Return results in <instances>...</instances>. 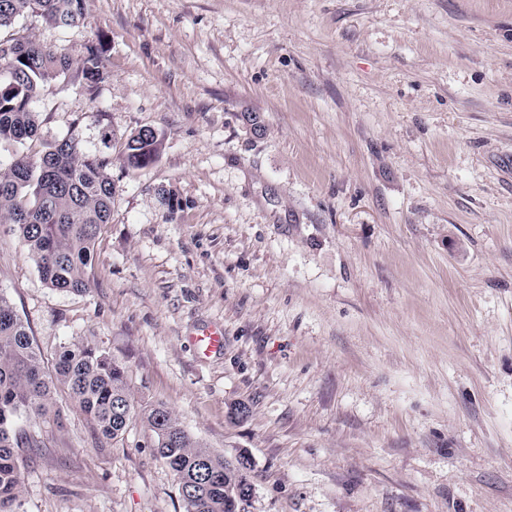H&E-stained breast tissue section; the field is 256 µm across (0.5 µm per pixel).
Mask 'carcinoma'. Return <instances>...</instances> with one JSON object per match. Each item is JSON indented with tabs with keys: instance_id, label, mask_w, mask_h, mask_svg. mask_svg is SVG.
I'll return each instance as SVG.
<instances>
[{
	"instance_id": "1",
	"label": "carcinoma",
	"mask_w": 512,
	"mask_h": 512,
	"mask_svg": "<svg viewBox=\"0 0 512 512\" xmlns=\"http://www.w3.org/2000/svg\"><path fill=\"white\" fill-rule=\"evenodd\" d=\"M30 9L61 28L86 26L84 0H0V29ZM4 45L11 52L0 53V144L23 147L34 140L45 83L75 67L93 98L104 80L101 42L89 45L79 61L19 33L0 38ZM162 141L157 129L140 128L124 143L123 164L132 171L152 165ZM111 167L112 159L87 152L71 134L33 155L21 150L0 167V221L16 227L41 279L54 290L85 293L91 288V256L101 226L112 216ZM59 387L106 438L123 437L136 419L145 422L178 482L184 512H246L250 496L239 468L203 447L163 406L137 403L126 365L104 348L74 340L59 351L54 373L46 374L25 324L1 294L0 512H21L22 507L19 451L26 437L17 423L45 414ZM203 466L216 481L200 477Z\"/></svg>"
}]
</instances>
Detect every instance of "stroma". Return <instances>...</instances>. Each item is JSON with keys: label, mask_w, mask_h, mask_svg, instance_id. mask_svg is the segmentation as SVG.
Here are the masks:
<instances>
[{"label": "stroma", "mask_w": 512, "mask_h": 512, "mask_svg": "<svg viewBox=\"0 0 512 512\" xmlns=\"http://www.w3.org/2000/svg\"><path fill=\"white\" fill-rule=\"evenodd\" d=\"M86 23L13 26L106 44L96 96L75 68L42 88L29 146L112 158L90 292L0 223L45 369L109 351L137 401L250 455L248 512H512V0H86ZM144 126L162 148L131 171ZM56 398L19 423L23 512H183L143 421L112 441ZM163 133L151 126L141 127L127 137L122 151L123 164L132 171L152 165L158 158ZM192 343L199 358L221 355L224 352V329L213 324L199 326L192 334Z\"/></svg>", "instance_id": "35a3bbf8"}]
</instances>
